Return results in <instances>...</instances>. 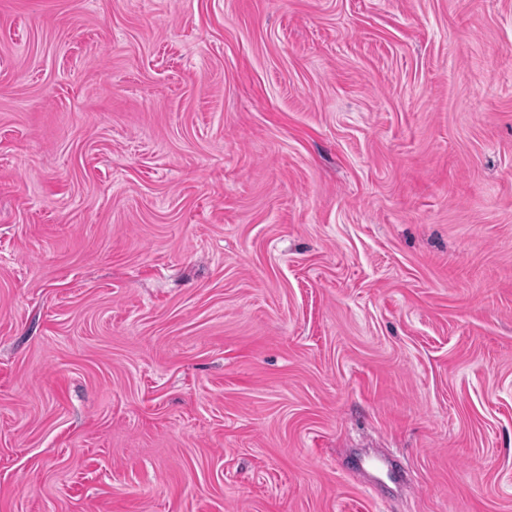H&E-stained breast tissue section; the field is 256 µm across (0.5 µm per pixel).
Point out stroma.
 I'll return each mask as SVG.
<instances>
[{"mask_svg": "<svg viewBox=\"0 0 512 512\" xmlns=\"http://www.w3.org/2000/svg\"><path fill=\"white\" fill-rule=\"evenodd\" d=\"M0 512H512V0H0Z\"/></svg>", "mask_w": 512, "mask_h": 512, "instance_id": "35a3bbf8", "label": "stroma"}]
</instances>
